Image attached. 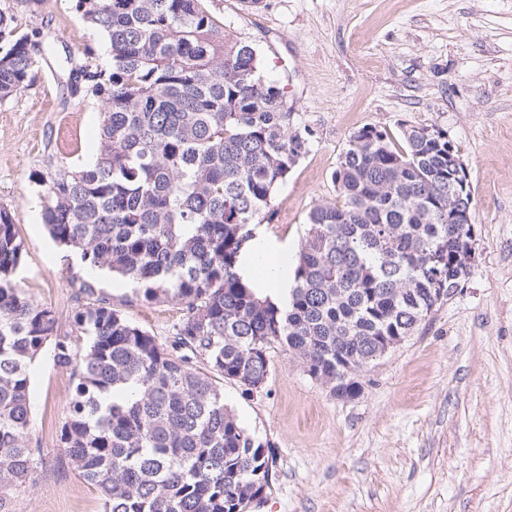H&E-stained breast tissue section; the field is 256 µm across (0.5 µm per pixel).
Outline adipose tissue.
<instances>
[{
	"label": "adipose tissue",
	"mask_w": 512,
	"mask_h": 512,
	"mask_svg": "<svg viewBox=\"0 0 512 512\" xmlns=\"http://www.w3.org/2000/svg\"><path fill=\"white\" fill-rule=\"evenodd\" d=\"M265 252L267 261L258 264L257 252ZM283 256L278 246L263 235H256L246 243L240 257V273L248 280L259 297H267L279 304H287L290 297L291 280L282 273L279 263Z\"/></svg>",
	"instance_id": "adipose-tissue-1"
}]
</instances>
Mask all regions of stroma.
Segmentation results:
<instances>
[{"mask_svg": "<svg viewBox=\"0 0 512 512\" xmlns=\"http://www.w3.org/2000/svg\"><path fill=\"white\" fill-rule=\"evenodd\" d=\"M226 39L255 43L283 80L308 152L274 193L265 236L296 253L308 213L336 198L332 174L352 132L372 125L447 131L476 203L474 255L462 289L362 374L359 398H333L283 349L266 385L224 401L273 445L272 485L248 512H512V0H212ZM23 29L43 33L34 83L0 102V208L22 242L16 278L71 335L77 284L159 342L182 314L172 299L142 303L135 284L58 246L42 219L43 180L86 164L101 103L71 94L85 49L104 35L75 0H0ZM69 370L43 353L31 368L33 443L47 464L14 498L15 512H103L95 489L59 450L73 392Z\"/></svg>", "mask_w": 512, "mask_h": 512, "instance_id": "stroma-1", "label": "stroma"}]
</instances>
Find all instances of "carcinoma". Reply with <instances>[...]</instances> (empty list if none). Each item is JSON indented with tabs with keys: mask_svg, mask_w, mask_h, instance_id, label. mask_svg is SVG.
<instances>
[{
	"mask_svg": "<svg viewBox=\"0 0 512 512\" xmlns=\"http://www.w3.org/2000/svg\"><path fill=\"white\" fill-rule=\"evenodd\" d=\"M207 0H77L106 38L109 66L72 72L102 103L91 163L46 180L49 236L139 285L143 301L182 305L159 342L105 299L72 315L84 350L55 312L16 280L17 224L0 208V512L35 479L31 364L52 347L74 393L60 451L104 512H241L272 482L275 451L224 403V382L265 386L280 347L341 400L356 369L405 339L461 287L470 224L448 216L471 191L448 181V134L354 131L332 175L337 198L314 206L285 306L239 273L251 225L272 220L276 189L306 153L285 87L262 74L260 49L228 44ZM41 40L0 11V101L36 79Z\"/></svg>",
	"mask_w": 512,
	"mask_h": 512,
	"instance_id": "cac0c4a2",
	"label": "carcinoma"
}]
</instances>
